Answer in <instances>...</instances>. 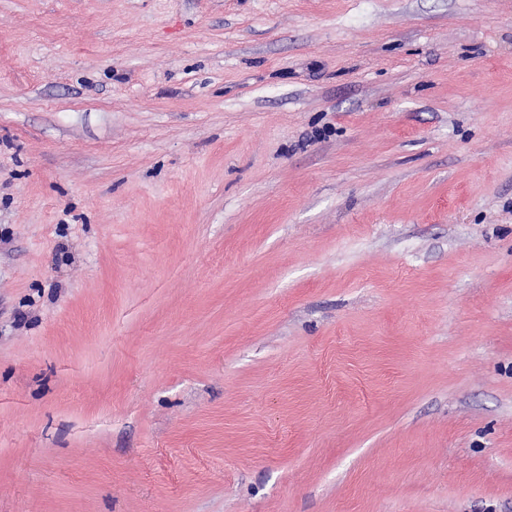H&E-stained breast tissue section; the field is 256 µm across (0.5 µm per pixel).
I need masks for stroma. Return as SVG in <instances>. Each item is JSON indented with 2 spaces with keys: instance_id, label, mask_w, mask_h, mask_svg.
I'll list each match as a JSON object with an SVG mask.
<instances>
[{
  "instance_id": "stroma-1",
  "label": "stroma",
  "mask_w": 512,
  "mask_h": 512,
  "mask_svg": "<svg viewBox=\"0 0 512 512\" xmlns=\"http://www.w3.org/2000/svg\"><path fill=\"white\" fill-rule=\"evenodd\" d=\"M0 512H512V0H0Z\"/></svg>"
}]
</instances>
